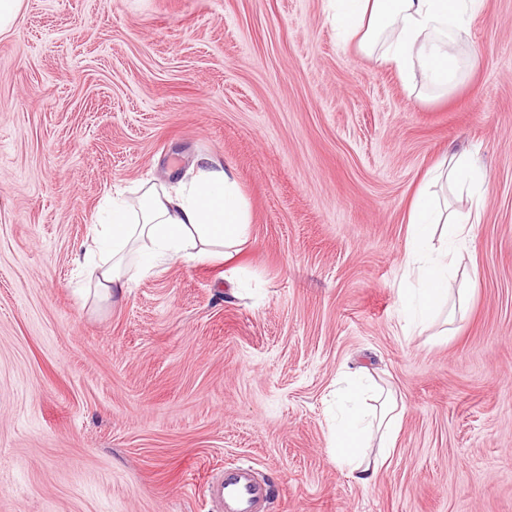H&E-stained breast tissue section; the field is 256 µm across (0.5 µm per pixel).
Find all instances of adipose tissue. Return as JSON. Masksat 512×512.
I'll return each mask as SVG.
<instances>
[{
	"label": "adipose tissue",
	"mask_w": 512,
	"mask_h": 512,
	"mask_svg": "<svg viewBox=\"0 0 512 512\" xmlns=\"http://www.w3.org/2000/svg\"><path fill=\"white\" fill-rule=\"evenodd\" d=\"M332 18L347 40L377 52L381 66L402 80L423 75L445 89L457 84L452 44L468 37V23L483 0H328ZM446 180L456 191L482 200L487 177L471 158L452 156L446 170L427 173L408 217L405 262L416 273L417 287L399 295L406 332L428 330L449 300L465 304L467 295L448 293L462 252L471 240L469 218L441 225V211L429 190ZM249 214L233 167L200 159L191 175L176 184L137 185L106 203L103 223L92 225L83 257L92 264L94 293L111 300L124 293L136 274L175 260L204 262L228 259L249 234ZM445 243L435 247L437 234ZM330 431V448L338 465L358 483L369 484L395 446L403 413L391 395L364 371L355 386L341 393Z\"/></svg>",
	"instance_id": "adipose-tissue-1"
}]
</instances>
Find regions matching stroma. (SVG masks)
Masks as SVG:
<instances>
[{
  "label": "stroma",
  "mask_w": 512,
  "mask_h": 512,
  "mask_svg": "<svg viewBox=\"0 0 512 512\" xmlns=\"http://www.w3.org/2000/svg\"><path fill=\"white\" fill-rule=\"evenodd\" d=\"M451 51L440 97L325 0H24L0 37V512H208L236 463L269 512H512V0ZM453 154L490 182L468 300L409 336L410 202ZM205 157L248 204L231 260L75 294L104 197ZM360 367L404 408L366 487L329 448Z\"/></svg>",
  "instance_id": "35a3bbf8"
}]
</instances>
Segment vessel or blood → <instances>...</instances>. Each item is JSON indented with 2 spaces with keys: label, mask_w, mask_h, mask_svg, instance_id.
Returning <instances> with one entry per match:
<instances>
[{
  "label": "vessel or blood",
  "mask_w": 512,
  "mask_h": 512,
  "mask_svg": "<svg viewBox=\"0 0 512 512\" xmlns=\"http://www.w3.org/2000/svg\"><path fill=\"white\" fill-rule=\"evenodd\" d=\"M205 498L215 512H266L270 492L257 478L252 466L225 468L205 483Z\"/></svg>",
  "instance_id": "b4317fda"
}]
</instances>
